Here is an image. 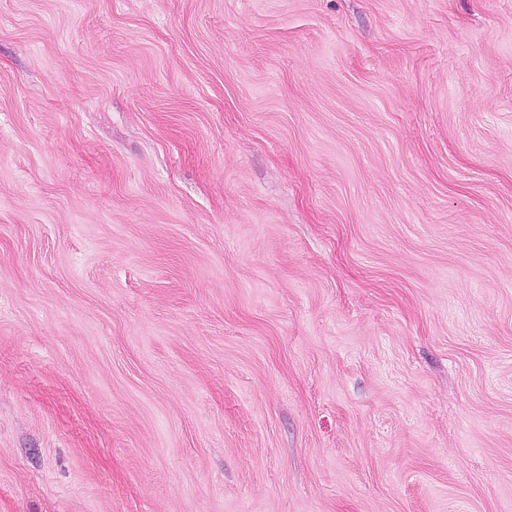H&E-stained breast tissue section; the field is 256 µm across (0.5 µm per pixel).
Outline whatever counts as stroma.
Masks as SVG:
<instances>
[{
	"instance_id": "35a3bbf8",
	"label": "stroma",
	"mask_w": 512,
	"mask_h": 512,
	"mask_svg": "<svg viewBox=\"0 0 512 512\" xmlns=\"http://www.w3.org/2000/svg\"><path fill=\"white\" fill-rule=\"evenodd\" d=\"M0 512H512V0H0Z\"/></svg>"
}]
</instances>
